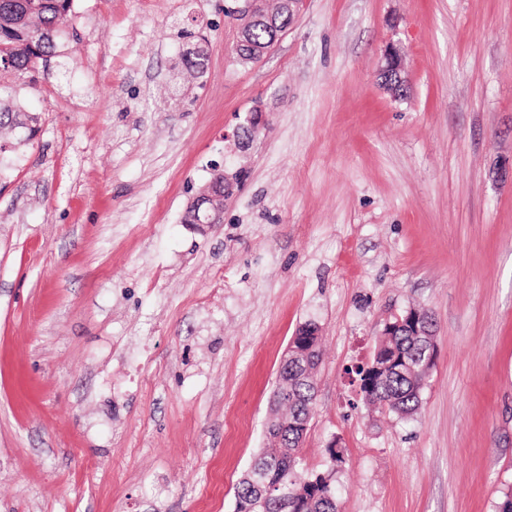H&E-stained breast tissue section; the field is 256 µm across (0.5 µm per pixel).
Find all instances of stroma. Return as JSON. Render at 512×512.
Here are the masks:
<instances>
[{"instance_id":"1","label":"stroma","mask_w":512,"mask_h":512,"mask_svg":"<svg viewBox=\"0 0 512 512\" xmlns=\"http://www.w3.org/2000/svg\"><path fill=\"white\" fill-rule=\"evenodd\" d=\"M230 0H74L64 68L0 73V512H233L316 323L303 468L339 512H497L512 488V0H300L259 61ZM195 32L203 76L181 63ZM407 97L379 86L388 48ZM268 126L240 150L250 112ZM223 220L187 204L213 166ZM428 311L408 420L352 370ZM11 91L0 84V129L10 131L27 130L26 140H31L38 130L40 117L37 113L24 112L20 108L10 105Z\"/></svg>"}]
</instances>
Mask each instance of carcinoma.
I'll list each match as a JSON object with an SVG mask.
<instances>
[{
  "label": "carcinoma",
  "instance_id": "cac0c4a2",
  "mask_svg": "<svg viewBox=\"0 0 512 512\" xmlns=\"http://www.w3.org/2000/svg\"><path fill=\"white\" fill-rule=\"evenodd\" d=\"M73 0H0V71L25 73L57 56L56 36L68 22ZM274 29L265 23L248 25L249 48L271 42ZM11 91L0 84V129L28 132L32 139L40 117L9 104ZM320 328L308 322L292 337V354L308 351L307 359H288L279 371L277 404L266 431L265 448L236 487L234 512H338L336 472L342 456L329 449L330 467L319 473L300 472V447L313 411V386L320 362ZM420 336L398 331L381 337L373 362L382 370L363 387L370 401L388 413L407 419L421 407V391L429 374L421 370ZM405 358V369L394 358ZM288 491L283 505L281 491Z\"/></svg>",
  "mask_w": 512,
  "mask_h": 512
}]
</instances>
